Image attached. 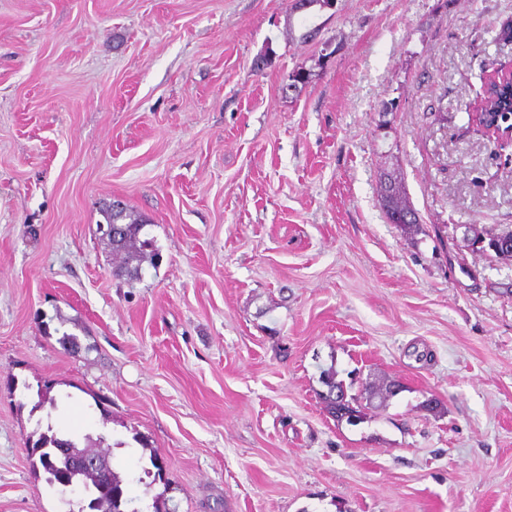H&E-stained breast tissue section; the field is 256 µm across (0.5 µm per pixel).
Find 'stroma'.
Returning <instances> with one entry per match:
<instances>
[{
	"label": "stroma",
	"mask_w": 512,
	"mask_h": 512,
	"mask_svg": "<svg viewBox=\"0 0 512 512\" xmlns=\"http://www.w3.org/2000/svg\"><path fill=\"white\" fill-rule=\"evenodd\" d=\"M509 18L0 0V512H78L31 466L49 426L139 512H512V261L469 242L512 227V162L468 117ZM384 171L417 233L386 220ZM115 200L159 253L134 281L98 231ZM329 367L402 390L339 423Z\"/></svg>",
	"instance_id": "1"
}]
</instances>
